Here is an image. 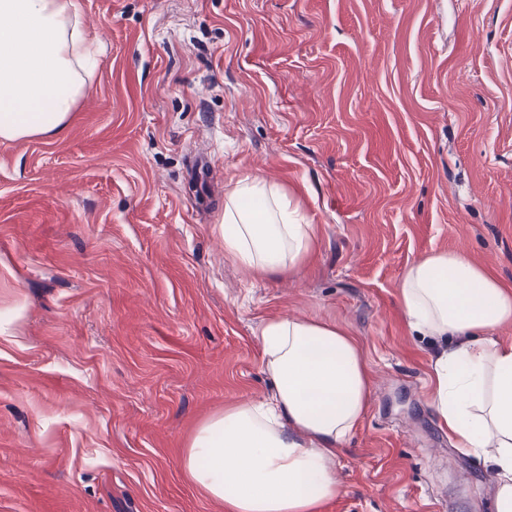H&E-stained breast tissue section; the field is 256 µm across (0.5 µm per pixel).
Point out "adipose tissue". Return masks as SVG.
Masks as SVG:
<instances>
[{
  "mask_svg": "<svg viewBox=\"0 0 512 512\" xmlns=\"http://www.w3.org/2000/svg\"><path fill=\"white\" fill-rule=\"evenodd\" d=\"M76 0H0V140L56 137L87 87L95 46ZM317 228L278 185L244 172L224 201V250L261 275L295 269ZM408 326L441 341L429 404L455 448L490 465L495 512H512V288L455 252L412 263L399 283ZM266 400L204 421L182 458L191 482L224 512H324L340 487L331 464L360 425L370 383L355 339L340 326L276 317L261 331Z\"/></svg>",
  "mask_w": 512,
  "mask_h": 512,
  "instance_id": "1",
  "label": "adipose tissue"
}]
</instances>
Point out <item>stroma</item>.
<instances>
[{
  "instance_id": "35a3bbf8",
  "label": "stroma",
  "mask_w": 512,
  "mask_h": 512,
  "mask_svg": "<svg viewBox=\"0 0 512 512\" xmlns=\"http://www.w3.org/2000/svg\"><path fill=\"white\" fill-rule=\"evenodd\" d=\"M99 46L66 135L0 141V512H224L191 434L267 397L274 317L371 376L325 512H495L429 405L405 269L512 286V0H78ZM317 226L294 272L224 254L242 172Z\"/></svg>"
}]
</instances>
